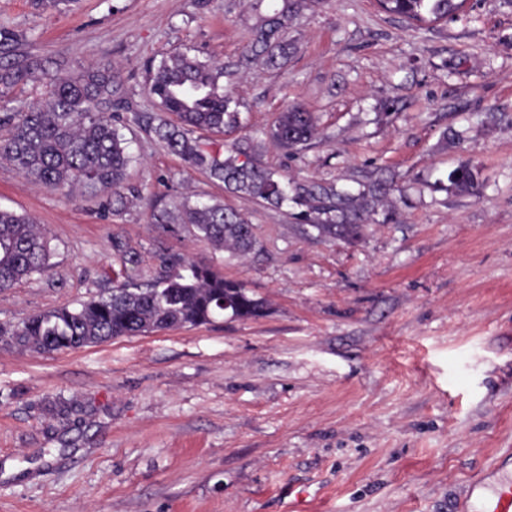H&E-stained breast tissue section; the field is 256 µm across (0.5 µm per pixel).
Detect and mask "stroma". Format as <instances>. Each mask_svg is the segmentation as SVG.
<instances>
[{
  "mask_svg": "<svg viewBox=\"0 0 512 512\" xmlns=\"http://www.w3.org/2000/svg\"><path fill=\"white\" fill-rule=\"evenodd\" d=\"M274 3L0 0L12 60L120 73L135 156L118 211L0 163V208L52 247L50 269L0 291V325L153 280L174 257L268 302L255 320L72 351L0 346V512H452L512 453V0L416 26L375 0H305L280 68L243 58ZM181 52L238 71L239 126L216 144L251 136L286 178L382 182L356 237L225 191L138 126L157 109L150 66ZM292 105L316 130L289 151L270 130ZM463 164L466 189L449 179ZM186 198L240 212L256 250L153 223Z\"/></svg>",
  "mask_w": 512,
  "mask_h": 512,
  "instance_id": "1",
  "label": "stroma"
}]
</instances>
